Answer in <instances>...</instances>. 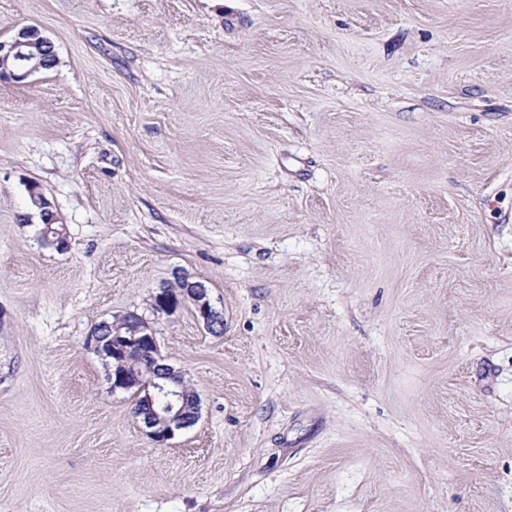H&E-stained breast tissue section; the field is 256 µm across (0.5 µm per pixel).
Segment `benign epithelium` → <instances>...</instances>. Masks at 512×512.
<instances>
[{"instance_id": "benign-epithelium-1", "label": "benign epithelium", "mask_w": 512, "mask_h": 512, "mask_svg": "<svg viewBox=\"0 0 512 512\" xmlns=\"http://www.w3.org/2000/svg\"><path fill=\"white\" fill-rule=\"evenodd\" d=\"M36 57L53 66L58 62L52 41L38 28L23 26L9 39L0 40V77L25 81L40 70V65L32 63ZM29 196L43 223L57 225L51 236L42 232L44 244L59 252L66 251L69 247L66 229L59 224L48 200L36 186L29 189ZM175 279L182 288L176 291L167 286L159 288L153 295V311L158 315H169L180 304L188 302L204 327L217 332L224 320L222 313L212 304L208 289L181 271L175 272ZM102 329L112 332V338L103 340ZM89 344L98 354L116 360L112 389H136L138 404L133 413L153 442L164 445L197 422L200 409L198 394L185 388L180 373L159 363L155 332L142 317L128 313L121 325L107 321L97 324L89 337Z\"/></svg>"}]
</instances>
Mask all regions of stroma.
Wrapping results in <instances>:
<instances>
[{
    "mask_svg": "<svg viewBox=\"0 0 512 512\" xmlns=\"http://www.w3.org/2000/svg\"><path fill=\"white\" fill-rule=\"evenodd\" d=\"M25 25L0 512H512V0H0ZM178 271L222 332L153 312ZM130 312L200 398L163 447L86 345ZM35 57L48 65L55 66L58 62L52 41L38 28L23 26L9 39H0V77L25 81L40 70L41 64L32 63ZM29 196L31 205L38 211L40 220H43L42 230L46 229L48 224H52V228H55L57 226L56 224H60V226L54 230L53 237H50L46 230L42 232V239L44 244L56 249L59 252H65L69 247V243L64 224L59 222L58 218L51 210L50 203L39 191L37 186H32L29 189Z\"/></svg>",
    "mask_w": 512,
    "mask_h": 512,
    "instance_id": "obj_1",
    "label": "stroma"
}]
</instances>
